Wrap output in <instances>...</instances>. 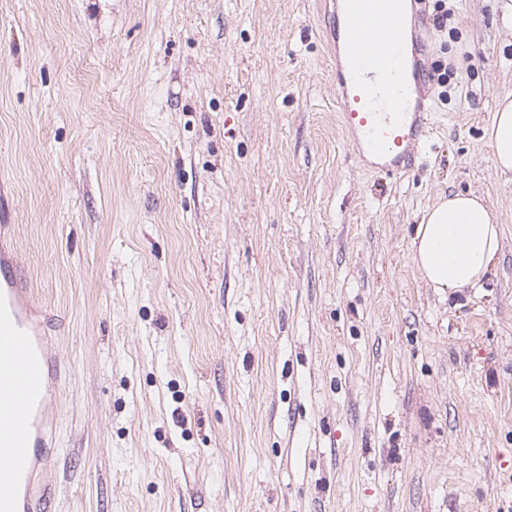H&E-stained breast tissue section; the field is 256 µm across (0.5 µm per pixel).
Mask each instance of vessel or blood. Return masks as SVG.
<instances>
[{
    "instance_id": "1",
    "label": "vessel or blood",
    "mask_w": 512,
    "mask_h": 512,
    "mask_svg": "<svg viewBox=\"0 0 512 512\" xmlns=\"http://www.w3.org/2000/svg\"><path fill=\"white\" fill-rule=\"evenodd\" d=\"M343 67L341 121L360 152L405 173L415 160L426 114L418 101L425 73L408 60L400 0H336ZM376 40H368L367 30ZM60 366L41 312L16 273L6 225H0V512H54L49 464L56 455L52 403Z\"/></svg>"
}]
</instances>
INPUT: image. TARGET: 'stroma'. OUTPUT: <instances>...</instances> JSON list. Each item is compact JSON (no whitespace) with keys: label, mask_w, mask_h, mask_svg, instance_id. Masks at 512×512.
Instances as JSON below:
<instances>
[{"label":"stroma","mask_w":512,"mask_h":512,"mask_svg":"<svg viewBox=\"0 0 512 512\" xmlns=\"http://www.w3.org/2000/svg\"><path fill=\"white\" fill-rule=\"evenodd\" d=\"M501 0H413L406 174L339 120L326 0H0V225L67 373L56 512H491L512 499V95ZM503 229L442 297L439 195ZM489 136L494 166L508 177L512 174V99L509 96L499 102ZM484 199L449 192L422 214L410 254L428 286L441 295L485 288L502 249V230Z\"/></svg>","instance_id":"stroma-1"}]
</instances>
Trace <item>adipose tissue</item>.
I'll list each match as a JSON object with an SVG mask.
<instances>
[{
	"label": "adipose tissue",
	"mask_w": 512,
	"mask_h": 512,
	"mask_svg": "<svg viewBox=\"0 0 512 512\" xmlns=\"http://www.w3.org/2000/svg\"><path fill=\"white\" fill-rule=\"evenodd\" d=\"M496 170L512 175V98L503 97L490 126ZM416 268L442 295L484 288L495 274L502 230L494 213L474 193L451 192L422 214L410 239Z\"/></svg>",
	"instance_id": "ef3b65f1"
}]
</instances>
